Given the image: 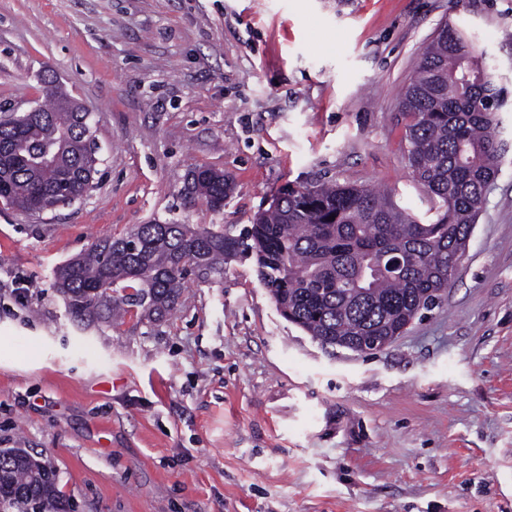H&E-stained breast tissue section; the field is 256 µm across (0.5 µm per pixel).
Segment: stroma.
<instances>
[{"instance_id": "obj_1", "label": "stroma", "mask_w": 512, "mask_h": 512, "mask_svg": "<svg viewBox=\"0 0 512 512\" xmlns=\"http://www.w3.org/2000/svg\"><path fill=\"white\" fill-rule=\"evenodd\" d=\"M447 21L512 89V0H0V114L56 78L100 158L74 202L0 204V449L57 468L76 512H512V152L454 284L373 353L286 320L246 252L157 321L77 320L54 286L97 239L237 236L291 185L425 214L400 101ZM198 167L230 183L220 212ZM188 187L198 194L213 212H220L224 207L228 185L224 182L223 173L205 168L194 169L188 178Z\"/></svg>"}]
</instances>
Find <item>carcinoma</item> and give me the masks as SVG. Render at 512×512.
<instances>
[{
    "instance_id": "obj_1",
    "label": "carcinoma",
    "mask_w": 512,
    "mask_h": 512,
    "mask_svg": "<svg viewBox=\"0 0 512 512\" xmlns=\"http://www.w3.org/2000/svg\"><path fill=\"white\" fill-rule=\"evenodd\" d=\"M506 96L495 64L476 53L465 29L446 23L402 93L411 178L435 218L403 210L375 188L290 186L239 237L222 224H139L93 243L56 286L79 319H107L114 307L159 315L178 302L188 275L223 274L224 255L244 246L282 316L321 345L399 336L420 306L452 285L448 270L512 148L499 135ZM46 101L19 122L0 119L6 206H54L61 182L78 194L97 174L96 142L82 131L81 113L62 107L74 98L52 81ZM64 137L58 167H40L37 153L58 151ZM188 187L210 210L224 207V174L197 168ZM47 467L22 448L0 450V512H74Z\"/></svg>"
}]
</instances>
